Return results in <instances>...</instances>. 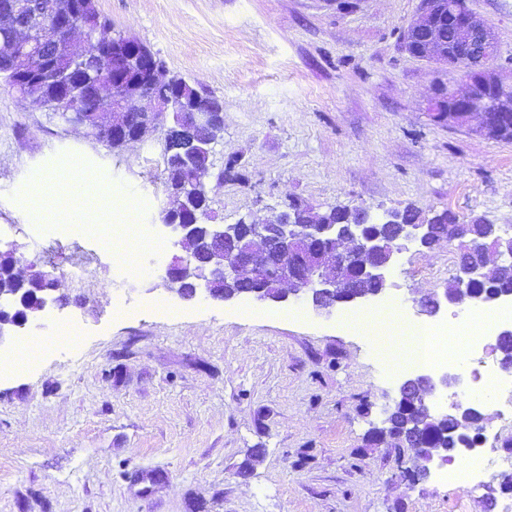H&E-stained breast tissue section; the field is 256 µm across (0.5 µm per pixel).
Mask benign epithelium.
<instances>
[{"instance_id":"1","label":"benign epithelium","mask_w":512,"mask_h":512,"mask_svg":"<svg viewBox=\"0 0 512 512\" xmlns=\"http://www.w3.org/2000/svg\"><path fill=\"white\" fill-rule=\"evenodd\" d=\"M420 0V7L411 28L430 31L439 15L445 13L455 30L461 34V48L449 51L437 39L423 40L417 56L436 61L448 69V93H437L430 100V109L448 120V124L466 127L486 138L504 133L496 114L512 113V75L490 66L497 53L491 25L467 7V0ZM86 2L58 19L60 31L69 35L79 30L84 46H89L91 27L85 18ZM18 73H35L51 58L44 48L36 13L28 14L26 24L13 28L10 41ZM159 80L148 51L129 52L117 44L112 51L99 55V80L94 84L88 109L96 125L112 131V140L123 145L142 141L151 132L166 128L168 153L175 161L171 174L178 177L180 188L188 185L187 178L196 175L194 148L215 144L224 132V106L217 99H199L185 110L173 97L164 99L152 92ZM90 84L82 72L72 68L67 73L65 88L59 96V106L66 107L71 92ZM139 112L146 117L143 126L129 130L124 120L115 115ZM351 216L345 224H316L303 220L301 211L289 207L261 222L241 220L235 224H177L162 221V230L176 238V244L199 234L212 242L206 250L173 254L165 268L171 289L183 300L196 298L200 291L216 301L251 298L260 302L280 304L289 297L307 298L318 313L331 314L339 304L359 303L385 291L386 273L401 251V243H414L430 248L440 240L435 225L422 216L405 220L408 210H396L377 217L368 207L348 209ZM369 224H386L391 235L382 237L365 231ZM354 253L365 262L361 275L346 276L342 259ZM485 263L472 264L467 259L457 263L455 274L463 279L486 275ZM47 289L38 299V307L21 317L18 311L28 308L25 296L0 293V343L13 336L14 328L28 322L37 323L48 305L57 303ZM473 299L468 289L442 296L422 304V312L436 315L441 305L464 304ZM456 378L446 374L436 378L421 374L405 379L400 395L417 392L426 398L437 390H452L451 409L458 415L463 402L453 391Z\"/></svg>"}]
</instances>
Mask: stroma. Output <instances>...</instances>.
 Instances as JSON below:
<instances>
[{
  "instance_id": "stroma-1",
  "label": "stroma",
  "mask_w": 512,
  "mask_h": 512,
  "mask_svg": "<svg viewBox=\"0 0 512 512\" xmlns=\"http://www.w3.org/2000/svg\"><path fill=\"white\" fill-rule=\"evenodd\" d=\"M494 28L493 67L512 71V0H467ZM171 72L224 103L214 145V223L261 220L295 202L449 211L512 235V142L437 120L429 100L448 71L402 35L419 0H97ZM163 137L120 151L0 84V252L51 271L63 305L41 325L78 319L82 337L36 370L0 379V512H504L512 490V369L483 414L498 463L482 488L440 480L470 463L369 443L409 370L375 354L367 332L303 301L180 299L163 267L117 276L98 233L53 231L20 209L78 164L138 197L143 223L168 204ZM455 273L447 244L409 243L386 292L365 302L419 319ZM139 305L124 317L117 291Z\"/></svg>"
}]
</instances>
